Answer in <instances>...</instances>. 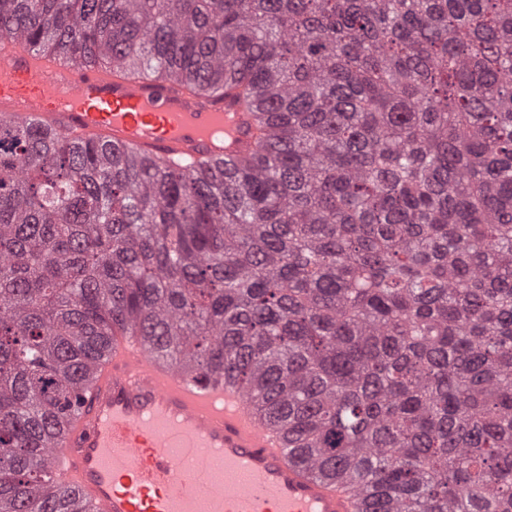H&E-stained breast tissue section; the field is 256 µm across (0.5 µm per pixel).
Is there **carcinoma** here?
<instances>
[{"label": "carcinoma", "mask_w": 512, "mask_h": 512, "mask_svg": "<svg viewBox=\"0 0 512 512\" xmlns=\"http://www.w3.org/2000/svg\"><path fill=\"white\" fill-rule=\"evenodd\" d=\"M224 91L226 171L0 120V512L133 331L365 512H512V0H0V39Z\"/></svg>", "instance_id": "obj_1"}]
</instances>
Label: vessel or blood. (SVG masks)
Here are the masks:
<instances>
[{"label":"vessel or blood","instance_id":"obj_1","mask_svg":"<svg viewBox=\"0 0 512 512\" xmlns=\"http://www.w3.org/2000/svg\"><path fill=\"white\" fill-rule=\"evenodd\" d=\"M0 118L152 157L232 166L253 147L252 115L144 74L0 47ZM222 456L227 478L206 466ZM52 481L83 512H362L361 497L290 461L284 432L243 388L189 375L123 332L63 421Z\"/></svg>","mask_w":512,"mask_h":512}]
</instances>
